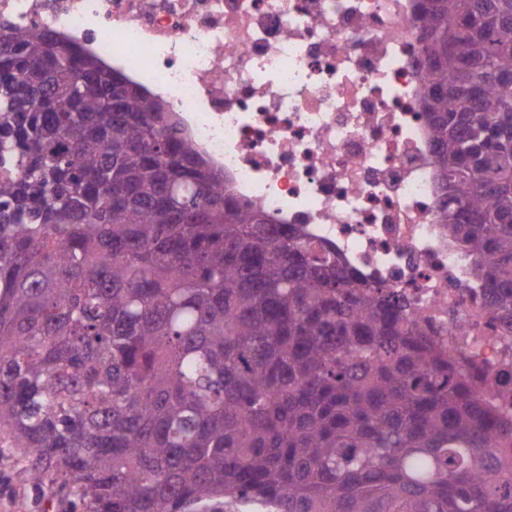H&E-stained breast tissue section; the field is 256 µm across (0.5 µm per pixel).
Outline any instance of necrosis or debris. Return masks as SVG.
Listing matches in <instances>:
<instances>
[{
	"label": "necrosis or debris",
	"instance_id": "1",
	"mask_svg": "<svg viewBox=\"0 0 512 512\" xmlns=\"http://www.w3.org/2000/svg\"><path fill=\"white\" fill-rule=\"evenodd\" d=\"M421 0H0L161 99L236 202L398 295L512 417V313L439 220Z\"/></svg>",
	"mask_w": 512,
	"mask_h": 512
}]
</instances>
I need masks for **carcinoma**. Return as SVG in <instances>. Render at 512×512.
I'll list each match as a JSON object with an SVG mask.
<instances>
[{"label":"carcinoma","instance_id":"1","mask_svg":"<svg viewBox=\"0 0 512 512\" xmlns=\"http://www.w3.org/2000/svg\"><path fill=\"white\" fill-rule=\"evenodd\" d=\"M448 237L512 309V0H424ZM162 103L0 37V433L81 512H512V418Z\"/></svg>","mask_w":512,"mask_h":512}]
</instances>
